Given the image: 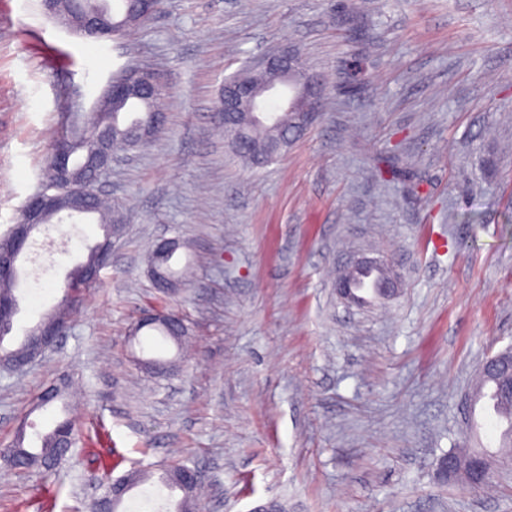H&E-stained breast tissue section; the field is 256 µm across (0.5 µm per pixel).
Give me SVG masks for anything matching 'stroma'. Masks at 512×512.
Segmentation results:
<instances>
[{"label":"stroma","instance_id":"1","mask_svg":"<svg viewBox=\"0 0 512 512\" xmlns=\"http://www.w3.org/2000/svg\"><path fill=\"white\" fill-rule=\"evenodd\" d=\"M298 50L325 81L307 133L251 167L228 146L225 79ZM125 67L166 91L163 128L118 152L100 189L121 230L70 326L28 369L0 371V448L71 418L52 472L0 461V512H86L91 477L181 462L204 512H512V468L492 491L444 481L441 457L495 447L471 429L480 364L512 347V0H163L102 41L0 0V235L42 187L61 123L82 131ZM103 236L48 225L21 261L13 348ZM194 277L160 295L163 238ZM382 260L397 293L336 291L347 263ZM175 311L184 351L131 342L143 313ZM175 359L164 376L139 358ZM68 384L65 404L36 402Z\"/></svg>","mask_w":512,"mask_h":512}]
</instances>
